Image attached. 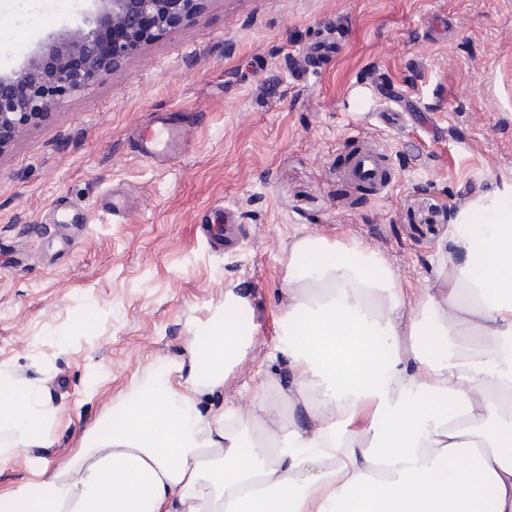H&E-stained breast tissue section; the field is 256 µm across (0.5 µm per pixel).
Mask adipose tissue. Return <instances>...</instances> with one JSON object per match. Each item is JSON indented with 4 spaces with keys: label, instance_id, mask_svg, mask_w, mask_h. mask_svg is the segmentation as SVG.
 Listing matches in <instances>:
<instances>
[{
    "label": "adipose tissue",
    "instance_id": "obj_1",
    "mask_svg": "<svg viewBox=\"0 0 512 512\" xmlns=\"http://www.w3.org/2000/svg\"><path fill=\"white\" fill-rule=\"evenodd\" d=\"M282 263L287 387L201 411L250 348L225 289L176 382L115 400L0 512H512V190L455 210L413 300L358 242L303 235ZM54 416L42 380L0 373V466L39 458Z\"/></svg>",
    "mask_w": 512,
    "mask_h": 512
}]
</instances>
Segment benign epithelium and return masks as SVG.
Segmentation results:
<instances>
[{
    "instance_id": "benign-epithelium-1",
    "label": "benign epithelium",
    "mask_w": 512,
    "mask_h": 512,
    "mask_svg": "<svg viewBox=\"0 0 512 512\" xmlns=\"http://www.w3.org/2000/svg\"><path fill=\"white\" fill-rule=\"evenodd\" d=\"M81 24L49 35L18 68L0 72V144L20 135L60 98L77 94L148 41L204 7L206 0H88Z\"/></svg>"
}]
</instances>
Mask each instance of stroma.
<instances>
[{
	"instance_id": "35a3bbf8",
	"label": "stroma",
	"mask_w": 512,
	"mask_h": 512,
	"mask_svg": "<svg viewBox=\"0 0 512 512\" xmlns=\"http://www.w3.org/2000/svg\"><path fill=\"white\" fill-rule=\"evenodd\" d=\"M83 7L0 0V69ZM331 34L338 49L310 62ZM373 75L405 91L402 125L351 106ZM159 120L188 139L149 161L136 133ZM367 139L393 167L380 195L336 177ZM511 183L512 0H207L0 148V372L44 380L55 467L134 383L186 362L235 288L251 349L200 407L248 406L288 381L273 352L294 238L375 246L416 291L455 209ZM71 206L76 231L51 220ZM227 208L238 241L219 251L198 227Z\"/></svg>"
}]
</instances>
